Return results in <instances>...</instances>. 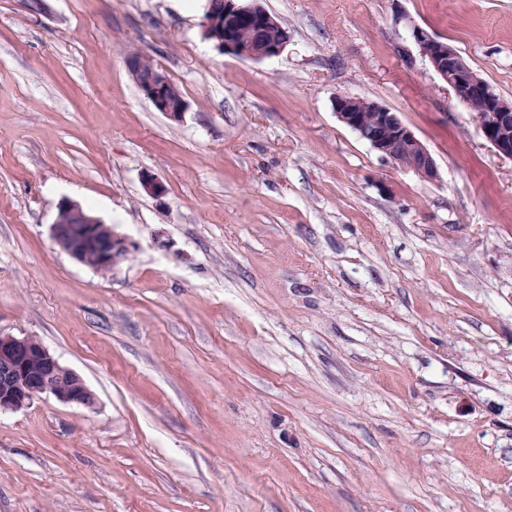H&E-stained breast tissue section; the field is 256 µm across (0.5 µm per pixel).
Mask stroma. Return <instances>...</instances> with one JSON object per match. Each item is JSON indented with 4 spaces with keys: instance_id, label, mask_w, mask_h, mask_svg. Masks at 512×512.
<instances>
[{
    "instance_id": "1",
    "label": "stroma",
    "mask_w": 512,
    "mask_h": 512,
    "mask_svg": "<svg viewBox=\"0 0 512 512\" xmlns=\"http://www.w3.org/2000/svg\"><path fill=\"white\" fill-rule=\"evenodd\" d=\"M259 2L291 42L254 62L203 39L204 0H0V332L97 397L0 414V512H512V160L411 37L512 102V0ZM340 94L396 112L438 179ZM67 200L129 260L61 250ZM145 55L130 54L126 57V67L133 81L157 112H161L172 122H182L189 104L181 91L172 84L166 72L157 64L145 68ZM360 100L337 96L334 109L338 121L395 166L410 170L423 180H437L438 167L432 153L397 113L368 100L364 102L369 112H359Z\"/></svg>"
}]
</instances>
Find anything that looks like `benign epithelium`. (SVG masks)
Wrapping results in <instances>:
<instances>
[{
  "mask_svg": "<svg viewBox=\"0 0 512 512\" xmlns=\"http://www.w3.org/2000/svg\"><path fill=\"white\" fill-rule=\"evenodd\" d=\"M223 6L231 28H213L203 20V38L227 54L264 61L281 56L291 40L286 27L278 37L265 40L256 27L276 20L259 5L247 0H216ZM422 58L447 85L455 98L466 106L482 97L485 110L474 119L485 140L499 154L512 159V107L489 95L482 79L457 50L443 39L420 26L411 30ZM145 56L130 54L126 67L153 108L172 122L183 121L189 104L175 91L170 78L158 65H144ZM360 98L339 95L335 101L338 121L355 132L374 150L395 166L410 170L426 181L439 178L436 161L415 132L388 108L365 101L368 111H358ZM54 242L76 262L98 271H113L134 252L132 240L114 227L89 214L76 202L59 205L50 225ZM58 401L92 408L95 393L74 371L64 367L34 336L0 334V413L28 407L42 394Z\"/></svg>",
  "mask_w": 512,
  "mask_h": 512,
  "instance_id": "obj_1",
  "label": "benign epithelium"
}]
</instances>
